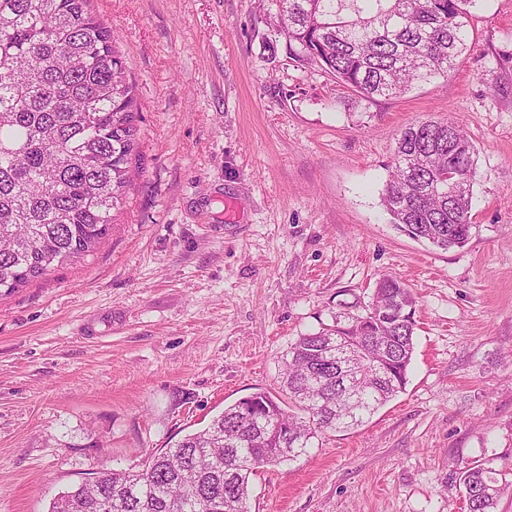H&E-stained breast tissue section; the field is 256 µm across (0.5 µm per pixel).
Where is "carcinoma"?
Here are the masks:
<instances>
[{
	"label": "carcinoma",
	"instance_id": "carcinoma-1",
	"mask_svg": "<svg viewBox=\"0 0 512 512\" xmlns=\"http://www.w3.org/2000/svg\"><path fill=\"white\" fill-rule=\"evenodd\" d=\"M301 58L373 99L445 75L465 49L479 0H279ZM139 106L112 27L92 0H0V289L11 293L94 252L135 187ZM476 150L453 116L398 139L381 206L409 237L449 250L471 238ZM416 297L384 275L360 314L291 343L279 391L224 407L142 468L97 472L47 512H249L257 469L353 429L405 390ZM384 372L336 358V338ZM467 512H498L512 482L483 464L461 471Z\"/></svg>",
	"mask_w": 512,
	"mask_h": 512
}]
</instances>
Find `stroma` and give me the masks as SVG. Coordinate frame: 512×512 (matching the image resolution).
Listing matches in <instances>:
<instances>
[{"label": "stroma", "mask_w": 512, "mask_h": 512, "mask_svg": "<svg viewBox=\"0 0 512 512\" xmlns=\"http://www.w3.org/2000/svg\"><path fill=\"white\" fill-rule=\"evenodd\" d=\"M136 84L141 174L92 255L0 293V512H46L102 467L278 390L290 342L417 296L403 393L259 469L251 512H463L459 472L512 481V0H479L447 76L365 100L297 65L278 0H93ZM455 115L478 150L468 243L380 205L408 124Z\"/></svg>", "instance_id": "obj_1"}]
</instances>
